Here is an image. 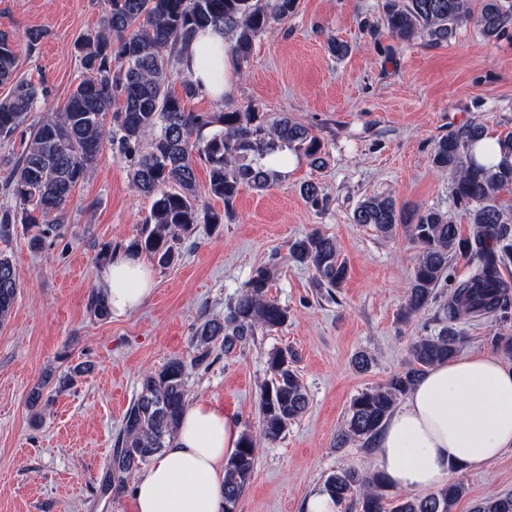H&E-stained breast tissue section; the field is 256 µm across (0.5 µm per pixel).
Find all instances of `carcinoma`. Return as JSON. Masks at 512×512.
<instances>
[{"mask_svg":"<svg viewBox=\"0 0 512 512\" xmlns=\"http://www.w3.org/2000/svg\"><path fill=\"white\" fill-rule=\"evenodd\" d=\"M108 10L99 28L75 44L84 75L63 107L49 112L22 142L18 160L3 190L19 208L0 206V238L14 225L26 224L36 232L31 247L40 250L45 239L67 222V206L77 183L96 167L104 147L128 163L131 188L153 198L151 211L139 235L124 249L147 256L159 266L180 257L177 241L195 226L222 224L231 216L237 196L244 190L271 188L280 172L267 166L274 154L300 152L309 164L322 168L328 153L324 143L306 125L282 115L247 105L215 115L187 112L183 99L169 89L180 46L199 29L224 30V40L240 63L248 62L255 40L269 36L291 16L297 0H107ZM479 12L472 0H383L381 25L399 40L420 38L432 45L448 43L457 28L472 23L487 41L512 36V0H481ZM45 37L30 29L25 44L0 31V84L11 85L0 99V139L10 140L34 111L44 89L17 78L18 53L35 51ZM111 116V125L105 124ZM486 136L480 123H470L436 143L432 163L453 175L452 197L469 217V233L461 234L448 215L397 206L391 197L369 196L352 212V223L370 224L382 236L402 230L418 248L405 290L403 317L409 319L436 307L434 333L419 336L410 346L406 368L383 384L353 398L346 420L336 436V447L358 441L371 451L385 419L433 365L457 357L460 325L478 318H506L512 312V284L502 268L512 262V206L500 200L512 192V133L498 139L502 161L485 167L473 148ZM209 170V191L224 201V212H202L196 195V162ZM313 206L326 204L321 187L301 186ZM292 259L310 269L315 286L333 291L348 276L336 240L315 230L289 246ZM470 263L467 277L455 280L454 260ZM276 264L256 269L248 290L229 306L224 319H206L196 328L197 355L192 366H209V345L220 341L226 350L247 342L261 330L288 320V309L267 297L276 277ZM19 279L11 259L0 254V323L10 317L19 293ZM90 309L100 319L109 315L103 292L92 290ZM270 378L260 394V435L274 442L308 407L305 386L286 349L270 353ZM188 366L174 358L161 369L145 373L140 391L127 408L116 446L109 456L101 490L112 492V480L141 469L176 436L188 404ZM256 438L242 434L240 448L227 460L224 476V512L235 505L248 485L256 461ZM323 487L341 503L351 500L355 512H450L466 492L461 479L419 496L398 495L386 501L387 486L376 473L340 466ZM472 512H512V494L484 499Z\"/></svg>","mask_w":512,"mask_h":512,"instance_id":"carcinoma-1","label":"carcinoma"}]
</instances>
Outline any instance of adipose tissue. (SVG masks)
Returning a JSON list of instances; mask_svg holds the SVG:
<instances>
[{
  "mask_svg": "<svg viewBox=\"0 0 512 512\" xmlns=\"http://www.w3.org/2000/svg\"><path fill=\"white\" fill-rule=\"evenodd\" d=\"M182 67L201 94H230L237 62L223 31H198ZM150 265L126 253L101 274L113 316L137 310L153 292ZM235 414L204 400L183 413L178 433L155 454L134 489V512H224V466L239 448ZM373 470L395 490L430 492L447 485L454 468L482 470L512 450V368L475 353L432 366L380 431Z\"/></svg>",
  "mask_w": 512,
  "mask_h": 512,
  "instance_id": "adipose-tissue-1",
  "label": "adipose tissue"
}]
</instances>
